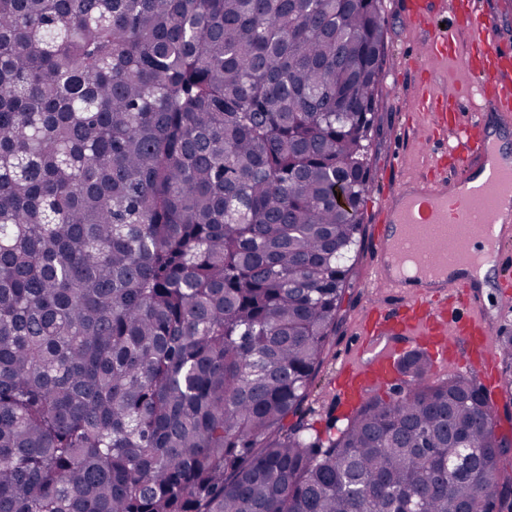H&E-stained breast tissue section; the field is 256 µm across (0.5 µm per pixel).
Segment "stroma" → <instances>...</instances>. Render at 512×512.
I'll return each instance as SVG.
<instances>
[{"instance_id":"35a3bbf8","label":"stroma","mask_w":512,"mask_h":512,"mask_svg":"<svg viewBox=\"0 0 512 512\" xmlns=\"http://www.w3.org/2000/svg\"><path fill=\"white\" fill-rule=\"evenodd\" d=\"M388 62L377 98L378 133L369 148V166L375 177L363 209L362 252L349 275L345 298L330 353L303 405L305 422L320 438L338 434L350 411L336 399V373L352 345V339L366 306L370 287L368 254L380 224V193L398 182L437 172L441 166V144L426 141L421 131L425 113L412 111L411 105L421 90V77L412 59L413 49L423 42L425 31L411 24L403 0H382Z\"/></svg>"}]
</instances>
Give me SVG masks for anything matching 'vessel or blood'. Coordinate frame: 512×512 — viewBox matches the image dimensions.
<instances>
[{
    "label": "vessel or blood",
    "mask_w": 512,
    "mask_h": 512,
    "mask_svg": "<svg viewBox=\"0 0 512 512\" xmlns=\"http://www.w3.org/2000/svg\"><path fill=\"white\" fill-rule=\"evenodd\" d=\"M407 9L419 27H432L420 67L431 84L415 99L414 109L427 113L430 130L452 129L448 153L455 160L450 175L415 176L383 194V222L370 256L374 287L399 297L394 307L369 303L359 325V338L349 353L336 386L337 400L346 406L362 401L372 389L393 386L395 342L427 351L435 365L460 369L490 366L497 358L494 322L482 310L480 283L470 277H449V266H463L470 243L449 249L446 241L419 236L423 224L469 221L473 232L493 229L492 258L499 271L512 269V225L496 213H472L463 198H449V185L463 184L472 192L512 200V149L485 121L487 112L512 113V58L495 49L494 30L480 13L466 8L463 21L438 27L422 0H409ZM472 34L471 49L457 54L459 29ZM470 73L469 84L453 96L437 93L453 71Z\"/></svg>",
    "instance_id": "b4317fda"
}]
</instances>
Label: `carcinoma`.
<instances>
[{
    "mask_svg": "<svg viewBox=\"0 0 512 512\" xmlns=\"http://www.w3.org/2000/svg\"><path fill=\"white\" fill-rule=\"evenodd\" d=\"M381 0H0V512H512L472 378L301 407L360 251Z\"/></svg>",
    "mask_w": 512,
    "mask_h": 512,
    "instance_id": "cac0c4a2",
    "label": "carcinoma"
}]
</instances>
